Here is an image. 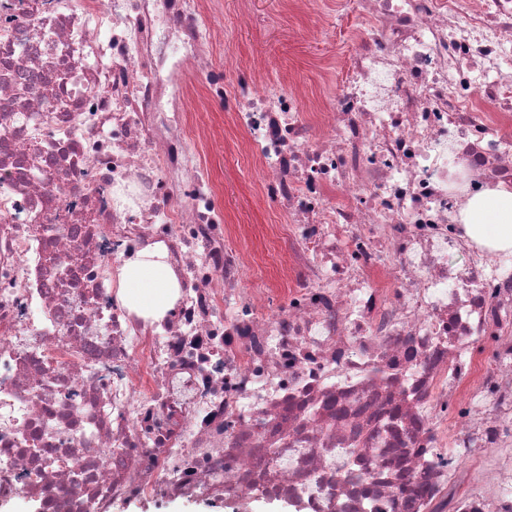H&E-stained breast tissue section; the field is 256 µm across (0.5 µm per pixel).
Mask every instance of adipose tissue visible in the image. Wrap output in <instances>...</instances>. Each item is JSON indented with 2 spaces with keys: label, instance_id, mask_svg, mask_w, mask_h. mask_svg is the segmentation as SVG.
<instances>
[{
  "label": "adipose tissue",
  "instance_id": "adipose-tissue-1",
  "mask_svg": "<svg viewBox=\"0 0 512 512\" xmlns=\"http://www.w3.org/2000/svg\"><path fill=\"white\" fill-rule=\"evenodd\" d=\"M467 236L492 250H512V187L498 185L470 200L463 216ZM118 296L130 310L145 317L164 316L174 307L179 283L154 245L117 274Z\"/></svg>",
  "mask_w": 512,
  "mask_h": 512
}]
</instances>
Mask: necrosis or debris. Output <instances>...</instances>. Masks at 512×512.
<instances>
[{
	"instance_id": "1",
	"label": "necrosis or debris",
	"mask_w": 512,
	"mask_h": 512,
	"mask_svg": "<svg viewBox=\"0 0 512 512\" xmlns=\"http://www.w3.org/2000/svg\"><path fill=\"white\" fill-rule=\"evenodd\" d=\"M334 7L360 43L318 97L213 61L223 0H0V499L512 512V252L461 222L512 186V0ZM196 96L255 158L276 282ZM156 243L158 320L115 278Z\"/></svg>"
}]
</instances>
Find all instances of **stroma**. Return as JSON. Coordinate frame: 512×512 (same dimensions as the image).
<instances>
[{
    "label": "stroma",
    "instance_id": "35a3bbf8",
    "mask_svg": "<svg viewBox=\"0 0 512 512\" xmlns=\"http://www.w3.org/2000/svg\"><path fill=\"white\" fill-rule=\"evenodd\" d=\"M290 0H255V18L251 23L240 19L244 11L241 0H224L221 21L224 38L214 49L216 60L246 61L253 56L272 57L276 63L270 77L274 80L297 76L319 90L321 79L318 67L335 63L347 54L349 45L336 41L335 17H322L315 5L304 7L301 15H291ZM192 122L207 126L215 142L209 149L206 165L220 182L224 205L236 226L245 227L248 236L245 247L258 255L256 271L260 278L275 276L273 258L277 251L272 229L277 217L273 210L259 203L254 195L253 158L238 148L236 139L224 122V115L214 109L193 110ZM118 512H234L221 503L205 500L165 498L156 502L132 499Z\"/></svg>",
    "mask_w": 512,
    "mask_h": 512
}]
</instances>
